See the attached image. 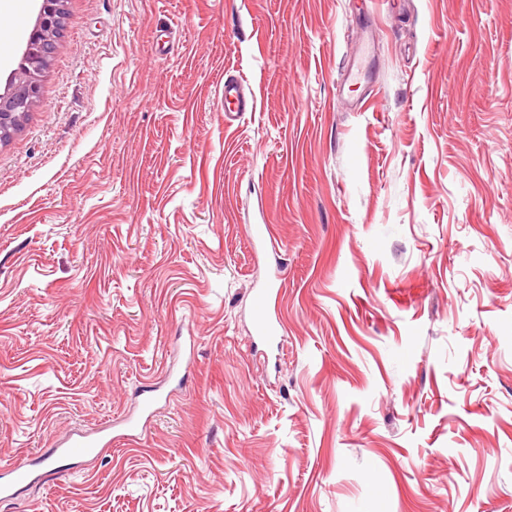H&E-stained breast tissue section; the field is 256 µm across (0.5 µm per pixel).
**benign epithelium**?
<instances>
[{"label": "benign epithelium", "instance_id": "obj_1", "mask_svg": "<svg viewBox=\"0 0 512 512\" xmlns=\"http://www.w3.org/2000/svg\"><path fill=\"white\" fill-rule=\"evenodd\" d=\"M66 0H41L17 68L0 92V138L11 137L40 100V74L56 49Z\"/></svg>", "mask_w": 512, "mask_h": 512}]
</instances>
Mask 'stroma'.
Returning a JSON list of instances; mask_svg holds the SVG:
<instances>
[{
    "instance_id": "obj_1",
    "label": "stroma",
    "mask_w": 512,
    "mask_h": 512,
    "mask_svg": "<svg viewBox=\"0 0 512 512\" xmlns=\"http://www.w3.org/2000/svg\"><path fill=\"white\" fill-rule=\"evenodd\" d=\"M66 12L0 144V512H512V0ZM246 100L240 83L226 81L224 83V125L231 127L245 109ZM281 288L270 286L263 288L256 297L257 306V323L256 333L259 338L265 340H273L278 337L280 333V322L275 314L271 315V308L275 310V304L281 293ZM112 442V438L108 440L99 439L96 441L79 440L72 442L67 448H57L59 456L62 458H73L78 456L90 455L94 452L95 448L104 447ZM43 479V474L28 469L25 464H16L0 472V499L11 498L15 488L21 484Z\"/></svg>"
}]
</instances>
